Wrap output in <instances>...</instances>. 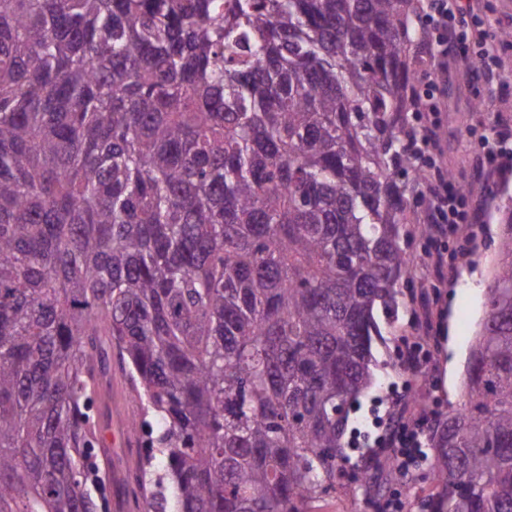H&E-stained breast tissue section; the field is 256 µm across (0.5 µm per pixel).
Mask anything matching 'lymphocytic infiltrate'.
<instances>
[{"label": "lymphocytic infiltrate", "mask_w": 512, "mask_h": 512, "mask_svg": "<svg viewBox=\"0 0 512 512\" xmlns=\"http://www.w3.org/2000/svg\"><path fill=\"white\" fill-rule=\"evenodd\" d=\"M463 19L464 12L459 0H426L420 17L418 56L421 86L417 90V117L407 135L408 147L429 171L427 179L417 191L423 204L419 221L429 225L432 232L441 237L469 220L464 195L455 183L448 181L431 155L438 127L435 115L441 110L448 62L452 59L467 60L469 46L475 43L483 48L481 71L485 79L491 82L497 77L495 68L488 63L491 56L487 48L488 31L478 28L471 40H464L458 32ZM426 422V414L420 412L415 417L387 423L388 442L397 449L395 459L404 477H411L422 458L421 434Z\"/></svg>", "instance_id": "lymphocytic-infiltrate-1"}]
</instances>
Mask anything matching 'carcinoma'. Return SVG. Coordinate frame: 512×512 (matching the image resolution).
<instances>
[{"instance_id": "obj_1", "label": "carcinoma", "mask_w": 512, "mask_h": 512, "mask_svg": "<svg viewBox=\"0 0 512 512\" xmlns=\"http://www.w3.org/2000/svg\"><path fill=\"white\" fill-rule=\"evenodd\" d=\"M415 0H0V512H98L121 350L144 512H313L406 305ZM414 171L412 181L402 176ZM424 512H512V215ZM159 449L156 461L152 449Z\"/></svg>"}]
</instances>
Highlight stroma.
<instances>
[{
  "label": "stroma",
  "instance_id": "35a3bbf8",
  "mask_svg": "<svg viewBox=\"0 0 512 512\" xmlns=\"http://www.w3.org/2000/svg\"><path fill=\"white\" fill-rule=\"evenodd\" d=\"M469 26L489 29L499 60L500 77L492 84L477 82L478 58L448 64L445 110L439 113L438 164L452 171L463 186L476 219L468 227L472 242L463 237L412 238L406 249L442 257V267L413 268L408 282L414 303L400 310L396 328L381 359L398 361L415 341H423L431 358L422 373H407L394 381L404 399L399 408L410 416L415 408L409 397L423 395L431 414H447L462 400V379L469 349L485 309V281L496 253L498 216L512 209V173L500 176L479 164L480 143L488 135L493 120L512 128V43L502 42L501 30H512V0H481L479 10L468 16ZM140 413L130 398V388L120 358L112 360V404L101 407L99 423L116 429H130ZM146 453L140 440L130 446L112 448V488L110 512H141L137 465Z\"/></svg>",
  "mask_w": 512,
  "mask_h": 512
}]
</instances>
